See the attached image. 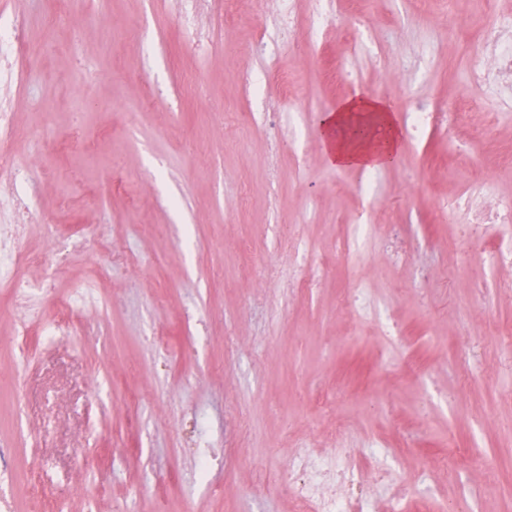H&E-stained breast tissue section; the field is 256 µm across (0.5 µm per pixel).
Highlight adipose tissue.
<instances>
[{"label":"adipose tissue","instance_id":"obj_1","mask_svg":"<svg viewBox=\"0 0 512 512\" xmlns=\"http://www.w3.org/2000/svg\"><path fill=\"white\" fill-rule=\"evenodd\" d=\"M319 127L326 159L336 168L371 172L387 167L404 140L392 107L362 94L323 113Z\"/></svg>","mask_w":512,"mask_h":512}]
</instances>
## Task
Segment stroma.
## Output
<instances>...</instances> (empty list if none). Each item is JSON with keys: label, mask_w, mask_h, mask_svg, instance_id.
I'll return each mask as SVG.
<instances>
[{"label": "stroma", "mask_w": 512, "mask_h": 512, "mask_svg": "<svg viewBox=\"0 0 512 512\" xmlns=\"http://www.w3.org/2000/svg\"><path fill=\"white\" fill-rule=\"evenodd\" d=\"M57 6L0 0V15L22 8L29 17L30 78L12 95L23 128L13 153L26 161L37 131L62 145L32 170L33 201L50 221L25 248L50 253L51 229L76 224L98 225L100 239L51 274L27 362L17 357L16 311L0 287V446L11 450L18 483L30 481L34 463L48 465L68 512H84L91 498L99 512H294L284 477L289 455L302 443L331 447L329 431L339 424L347 446L362 454L376 440L402 450L398 477L417 487L418 512L464 489L481 512H512V431L502 426L512 419V358L499 336L512 328V271L476 296L490 245L468 244L473 260L456 268L448 253L454 224L438 222L432 200L411 196L406 176L412 169L418 179L437 178L438 194H447L438 168L449 148L486 158L512 143V112L485 143L471 144L462 127L450 138L436 133L416 146L403 142L381 169L374 215L399 224L410 263L389 262L371 238L353 260L355 275L337 268L302 290L266 283L250 261L257 255L287 268L279 235L295 224L316 260L335 254L337 225L365 201L353 190L359 171L327 163L320 115L356 93L387 100L401 115L409 90L454 108L475 91L464 63L475 35L448 42L404 0H371L379 56L354 57L351 80L340 83L324 67L340 48L332 30L306 55L279 43L275 57L258 56L262 9L234 22L216 10L203 15L201 26L224 45L203 54L180 34L175 0H83L65 25L45 32L43 18ZM127 23L135 35L105 52L99 28ZM85 68L104 79L86 85ZM250 68L266 72V97L244 83ZM288 70L306 86L291 103L306 113L294 131L280 123L291 104L278 79ZM79 96L87 107L77 119ZM241 112L256 113L257 122L237 150ZM78 133L95 141L96 154L75 146ZM114 165L120 186L86 205L85 190ZM118 254L143 261L122 265ZM76 279L111 308H89L77 335H46L56 299ZM360 283L405 325L408 358L339 311L341 294ZM348 333L352 345L338 346ZM344 378L371 380L392 402L391 414L349 397L313 415L317 398Z\"/></svg>", "instance_id": "obj_1"}]
</instances>
